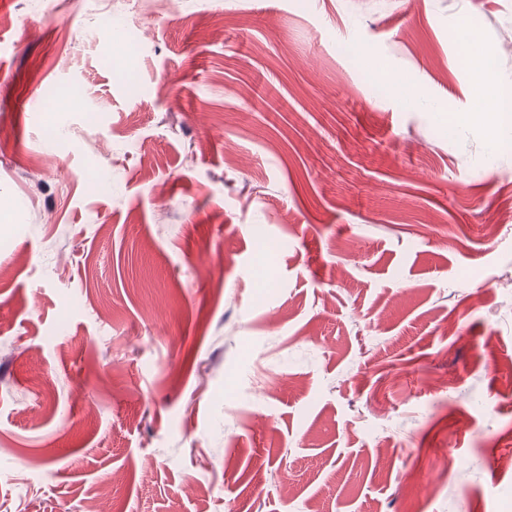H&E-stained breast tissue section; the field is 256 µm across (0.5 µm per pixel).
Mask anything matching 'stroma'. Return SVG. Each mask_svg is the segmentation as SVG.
<instances>
[{
	"mask_svg": "<svg viewBox=\"0 0 512 512\" xmlns=\"http://www.w3.org/2000/svg\"><path fill=\"white\" fill-rule=\"evenodd\" d=\"M112 9L0 0V512H512V0ZM457 39L460 45V58L462 63L468 66H473L475 72H480L482 70L488 71L490 67L486 64L485 59L476 53L473 43L468 38L467 31H459L457 33ZM476 105L479 112L448 113V128L454 130L468 126L479 119L492 127L498 137L493 141L494 148L508 143V131L512 124V92L500 83L477 80Z\"/></svg>",
	"mask_w": 512,
	"mask_h": 512,
	"instance_id": "35a3bbf8",
	"label": "stroma"
}]
</instances>
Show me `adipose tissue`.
<instances>
[{
  "instance_id": "obj_1",
  "label": "adipose tissue",
  "mask_w": 512,
  "mask_h": 512,
  "mask_svg": "<svg viewBox=\"0 0 512 512\" xmlns=\"http://www.w3.org/2000/svg\"><path fill=\"white\" fill-rule=\"evenodd\" d=\"M476 105V111L449 114V129L480 121L496 131L494 147L506 145L512 139V89L483 79L478 80Z\"/></svg>"
}]
</instances>
